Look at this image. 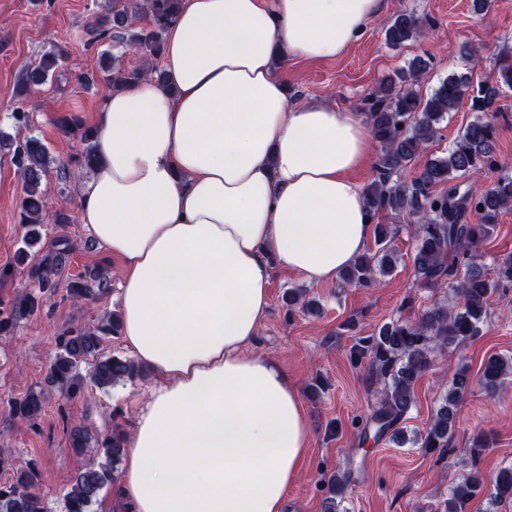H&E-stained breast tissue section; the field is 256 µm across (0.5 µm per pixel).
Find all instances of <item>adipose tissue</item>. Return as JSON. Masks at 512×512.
Masks as SVG:
<instances>
[{
	"label": "adipose tissue",
	"mask_w": 512,
	"mask_h": 512,
	"mask_svg": "<svg viewBox=\"0 0 512 512\" xmlns=\"http://www.w3.org/2000/svg\"><path fill=\"white\" fill-rule=\"evenodd\" d=\"M384 0H185L164 82L107 91L83 228L123 265L122 338L155 383L129 401L122 512H283L310 446L297 385L253 353L281 266L319 284L372 232L351 177L360 112L293 105L277 54H343Z\"/></svg>",
	"instance_id": "adipose-tissue-1"
}]
</instances>
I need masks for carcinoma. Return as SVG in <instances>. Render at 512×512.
Listing matches in <instances>:
<instances>
[{"mask_svg": "<svg viewBox=\"0 0 512 512\" xmlns=\"http://www.w3.org/2000/svg\"><path fill=\"white\" fill-rule=\"evenodd\" d=\"M96 11L87 23L86 47L97 50L100 73L84 72L77 81L85 87L98 84L106 76L105 88L129 84L142 78L163 79L160 60L164 33L184 6V0H92ZM423 23L412 12L393 17L385 29L386 42L401 47L421 33ZM142 57L131 69H119L112 45ZM62 53L55 48L43 52L36 65L19 79L20 96L26 98L33 86L52 79ZM429 61L416 57L384 79L365 98L363 112L373 137L380 146L377 175L363 191V204L371 217L375 252L360 254L341 274L348 287L370 288L379 278L393 273L398 260L392 247L398 229L386 223L390 218H413L416 241L413 265L415 277L428 288L448 286L457 291L462 305L450 308L435 302L421 317L398 316L368 336H359L350 348L354 365L367 364L372 383L379 385V399L367 425L374 438L387 434L397 437L398 424L415 405V385L434 363L438 351L455 341L464 343L480 333L488 315L496 285L486 270L474 261L475 249L490 235L498 214L512 206V175L499 163L494 151L495 127L489 113L498 110L497 98L512 91V55L499 67L493 84L472 76L452 74L425 98L418 86ZM470 100V110L477 113L448 151L427 157L419 172L410 177L407 168L439 138L440 122L457 109L463 99ZM61 130L79 138L82 151L71 158L80 169L94 170L98 163L95 130L81 118L66 115L59 120ZM0 148L12 152V160L24 178L19 204L20 223L27 232L14 255L13 263L0 268V283L25 275L39 292H53L63 273L62 255L75 249L72 240L60 235L51 246H42V215L50 199L49 151L36 137L23 141L12 139L0 130ZM504 170L490 186L475 190L465 178L484 170ZM109 286L96 276L68 280V297L79 300L108 293ZM307 290L290 289L285 294L288 309L299 308L317 315L319 303L306 298ZM39 307L37 295L28 293L8 298L0 294V333ZM121 335V316L117 311L104 315L91 326L74 327L57 337L56 351L45 376V388L30 390L8 401L9 414L33 423L40 416L45 395L55 391L65 398L80 395L91 384L105 390L120 381H133L144 374L135 360L101 353L103 342ZM88 365L87 373L81 365ZM512 373V360L490 356L482 367L481 382L488 390L497 389L504 376ZM467 385V374L459 369L452 385L440 398V404L426 433L417 440L427 454L448 447L456 422L457 405ZM127 433L112 413V430L94 438L81 425L69 433V447L82 460L63 497L64 512H94L104 490L116 487L118 464L125 452ZM95 444L96 455L88 454ZM0 470L10 477L0 483V512H44L40 488L41 471L31 459L17 464L0 454ZM348 478L333 474L328 480L329 497L325 512H335L336 498L343 497ZM484 497L493 506L512 503V466L488 475L474 464L460 480L452 481L442 512H465L467 504Z\"/></svg>", "mask_w": 512, "mask_h": 512, "instance_id": "carcinoma-1", "label": "carcinoma"}]
</instances>
